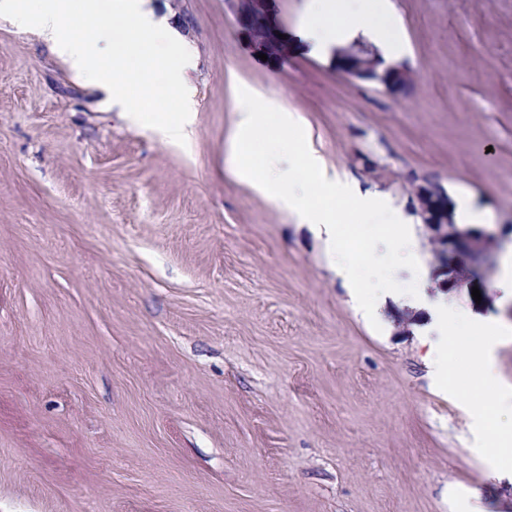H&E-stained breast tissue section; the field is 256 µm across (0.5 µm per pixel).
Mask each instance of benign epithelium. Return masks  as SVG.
<instances>
[{"label":"benign epithelium","instance_id":"7a95c632","mask_svg":"<svg viewBox=\"0 0 512 512\" xmlns=\"http://www.w3.org/2000/svg\"><path fill=\"white\" fill-rule=\"evenodd\" d=\"M236 25L254 52L267 55L276 66L288 61V44L278 37L279 29L263 7L265 0H229ZM338 71L355 84L375 83L394 96L406 97L414 89L413 70L387 63L373 48L348 46L336 50ZM410 192L422 223L429 225L441 263L456 273L455 284L487 287L488 276L480 273L492 260L505 233L482 228L464 230L453 222V204L437 183L411 182Z\"/></svg>","mask_w":512,"mask_h":512}]
</instances>
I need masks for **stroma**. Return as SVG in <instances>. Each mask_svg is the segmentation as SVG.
<instances>
[{
    "label": "stroma",
    "instance_id": "35a3bbf8",
    "mask_svg": "<svg viewBox=\"0 0 512 512\" xmlns=\"http://www.w3.org/2000/svg\"><path fill=\"white\" fill-rule=\"evenodd\" d=\"M409 98L311 51L310 0H268L274 67L227 0H148L196 55L192 141L130 128L33 35L0 21V512H512L482 394L438 390L422 313L356 312L311 228L239 182V89L301 117L325 164L413 227L434 290L512 325L494 264L481 302L445 276L412 179L512 223V0H391Z\"/></svg>",
    "mask_w": 512,
    "mask_h": 512
}]
</instances>
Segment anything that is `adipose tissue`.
Returning <instances> with one entry per match:
<instances>
[{
	"label": "adipose tissue",
	"instance_id": "ef3b65f1",
	"mask_svg": "<svg viewBox=\"0 0 512 512\" xmlns=\"http://www.w3.org/2000/svg\"><path fill=\"white\" fill-rule=\"evenodd\" d=\"M398 20L389 0H314L308 31L314 49L322 50L343 39L365 34L382 42L389 53L399 55L405 50L398 36ZM409 305L427 308L434 321L430 331L422 332L419 340L427 345V360L438 384H447L452 372L449 350L468 353L477 365L468 387L471 391H490L494 408L512 409V384L500 380L495 368L494 347L512 338V329L495 328L479 346L449 339V319H462L463 314L448 308L444 297H429L425 290L410 295Z\"/></svg>",
	"mask_w": 512,
	"mask_h": 512
}]
</instances>
